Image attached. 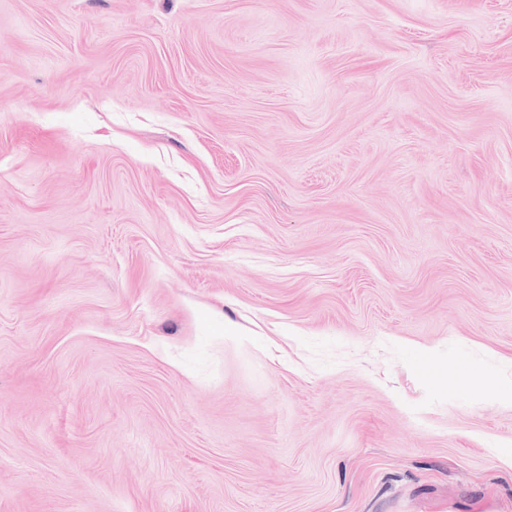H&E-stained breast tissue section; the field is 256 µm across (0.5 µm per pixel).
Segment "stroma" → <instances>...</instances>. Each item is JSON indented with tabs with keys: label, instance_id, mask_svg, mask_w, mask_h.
<instances>
[{
	"label": "stroma",
	"instance_id": "35a3bbf8",
	"mask_svg": "<svg viewBox=\"0 0 512 512\" xmlns=\"http://www.w3.org/2000/svg\"><path fill=\"white\" fill-rule=\"evenodd\" d=\"M512 0H0V512H512Z\"/></svg>",
	"mask_w": 512,
	"mask_h": 512
}]
</instances>
